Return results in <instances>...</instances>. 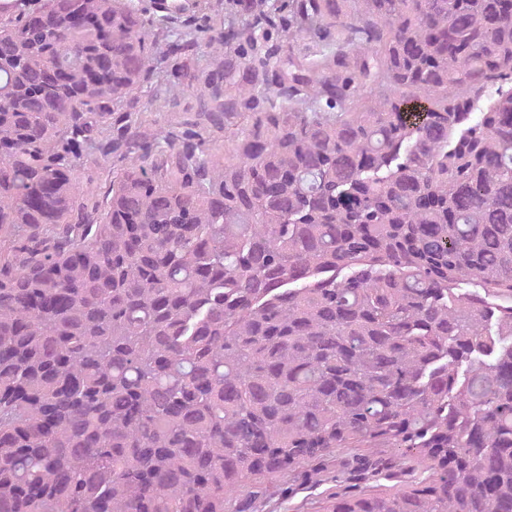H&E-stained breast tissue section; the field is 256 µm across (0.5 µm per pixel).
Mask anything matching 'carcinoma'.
Returning a JSON list of instances; mask_svg holds the SVG:
<instances>
[{"label": "carcinoma", "instance_id": "obj_1", "mask_svg": "<svg viewBox=\"0 0 512 512\" xmlns=\"http://www.w3.org/2000/svg\"><path fill=\"white\" fill-rule=\"evenodd\" d=\"M289 8L275 87L188 77L222 162L113 122L170 17L0 2V512H242L341 448L427 476L330 512H512V0ZM119 157L118 154L112 153L111 156L104 159L102 158L99 153H90L85 157L84 159V165L83 170L80 174V189L83 191H90L95 188L96 186V178L98 173L100 172L99 168L106 167L107 170L110 171V175L113 177L116 175V172L120 173L121 169L125 167V161L120 162L118 161ZM115 172V174H112V172ZM94 180L89 182V180Z\"/></svg>", "mask_w": 512, "mask_h": 512}]
</instances>
